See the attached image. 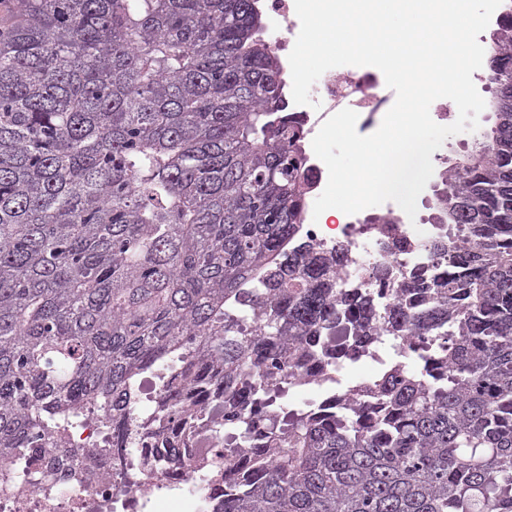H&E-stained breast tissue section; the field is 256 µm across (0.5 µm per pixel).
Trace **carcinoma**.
I'll return each mask as SVG.
<instances>
[{"label": "carcinoma", "mask_w": 512, "mask_h": 512, "mask_svg": "<svg viewBox=\"0 0 512 512\" xmlns=\"http://www.w3.org/2000/svg\"><path fill=\"white\" fill-rule=\"evenodd\" d=\"M258 0H24L0 27V461L94 404L134 443L137 386L182 413L168 354L237 413L212 512H512V4L487 52L490 143L441 173L429 285L350 291L331 254L273 261L312 181ZM345 334L446 336L447 374L399 367L332 409L277 402ZM282 350L296 362L274 363Z\"/></svg>", "instance_id": "carcinoma-1"}]
</instances>
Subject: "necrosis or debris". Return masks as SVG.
<instances>
[{
    "label": "necrosis or debris",
    "instance_id": "necrosis-or-debris-1",
    "mask_svg": "<svg viewBox=\"0 0 512 512\" xmlns=\"http://www.w3.org/2000/svg\"><path fill=\"white\" fill-rule=\"evenodd\" d=\"M311 105L289 104L290 112L300 115L306 140H313L323 122L336 112L349 108L358 115L359 134L376 131L392 107L395 94L385 84L380 70L361 66L352 74L328 72L311 88ZM444 224L421 228L401 221L370 224L358 219L336 226L308 222L299 232L301 239L332 249L336 243L347 246L352 261L346 269L348 288H384L388 299H395L397 285L407 278H430L436 264L429 251L430 241L447 234ZM390 269L387 283H379L373 272L379 265ZM428 354L420 341L406 345L388 336L375 337L365 353L335 358L301 372L297 382L316 387L322 405L335 397L352 395L360 383L357 370L364 366L384 368L391 358L415 369L422 368ZM86 422L61 440H52L36 449L29 462L13 461L0 468V512H149L152 500L163 491H177L188 512H201L194 487L203 468L211 467L215 452L199 443L185 449L180 461L168 464L165 437L146 435L127 455L115 448L116 433L102 429L100 412L85 407ZM75 448L79 465L56 470L53 458ZM161 458L158 474L143 471V458Z\"/></svg>",
    "mask_w": 512,
    "mask_h": 512
}]
</instances>
